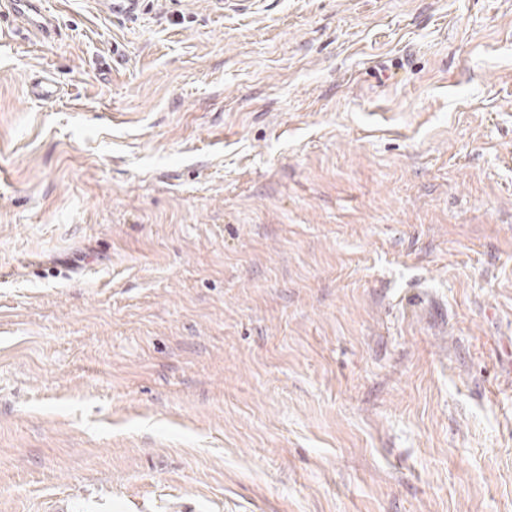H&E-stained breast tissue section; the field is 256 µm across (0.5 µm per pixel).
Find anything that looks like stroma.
<instances>
[{"label": "stroma", "instance_id": "obj_1", "mask_svg": "<svg viewBox=\"0 0 512 512\" xmlns=\"http://www.w3.org/2000/svg\"><path fill=\"white\" fill-rule=\"evenodd\" d=\"M49 5L0 512H512V0Z\"/></svg>", "mask_w": 512, "mask_h": 512}]
</instances>
